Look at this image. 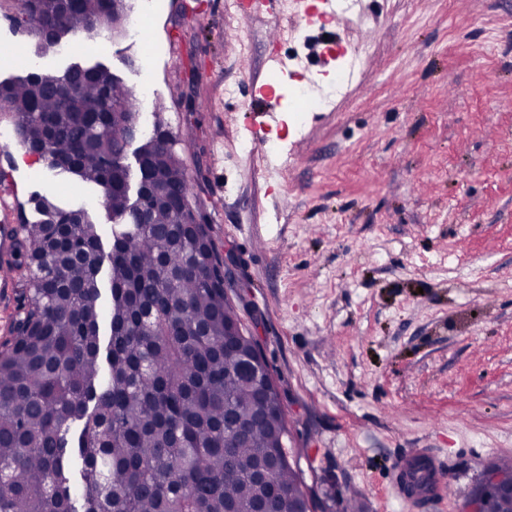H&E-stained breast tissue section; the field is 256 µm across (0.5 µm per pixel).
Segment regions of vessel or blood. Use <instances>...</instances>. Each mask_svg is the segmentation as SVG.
I'll use <instances>...</instances> for the list:
<instances>
[{"label": "vessel or blood", "mask_w": 512, "mask_h": 512, "mask_svg": "<svg viewBox=\"0 0 512 512\" xmlns=\"http://www.w3.org/2000/svg\"><path fill=\"white\" fill-rule=\"evenodd\" d=\"M10 186L0 187V291L9 290L11 281L7 277L4 257L13 255L16 233L17 208L10 203ZM395 489L401 499L417 504L425 499L445 500L447 487L441 477V469L429 451L416 448L399 461L395 468Z\"/></svg>", "instance_id": "vessel-or-blood-1"}]
</instances>
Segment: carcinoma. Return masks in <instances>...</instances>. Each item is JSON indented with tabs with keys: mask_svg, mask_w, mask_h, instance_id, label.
Listing matches in <instances>:
<instances>
[{
	"mask_svg": "<svg viewBox=\"0 0 512 512\" xmlns=\"http://www.w3.org/2000/svg\"><path fill=\"white\" fill-rule=\"evenodd\" d=\"M20 24L46 51L67 36L126 28L113 0H20ZM112 72L34 67L0 82L25 151L102 194L120 217L105 250L85 208L53 194L31 203L18 255L30 269L11 339L0 344V512H294L302 473L258 486L261 459L283 454L286 413L263 412V380L224 325V269L207 235L178 223L191 181L151 136L136 171L119 146L137 113ZM110 336L102 341V283Z\"/></svg>",
	"mask_w": 512,
	"mask_h": 512,
	"instance_id": "carcinoma-1",
	"label": "carcinoma"
}]
</instances>
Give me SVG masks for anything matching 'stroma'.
<instances>
[{
  "instance_id": "35a3bbf8",
  "label": "stroma",
  "mask_w": 512,
  "mask_h": 512,
  "mask_svg": "<svg viewBox=\"0 0 512 512\" xmlns=\"http://www.w3.org/2000/svg\"><path fill=\"white\" fill-rule=\"evenodd\" d=\"M141 40L109 48L78 35L37 51L0 0V81L27 64L62 73L102 63L140 99L139 126L164 122L183 144L217 251L240 259L233 297L277 383L288 448L315 499L355 494L364 512H463L483 467L512 456V0H360L307 23L283 7L248 17L224 0H141ZM312 26L314 54L272 73ZM335 33L364 47L361 68L325 110L296 88L334 86ZM197 61L195 82L186 79ZM281 97L262 148L248 131L254 84ZM209 110L190 112L185 92ZM19 220L52 192L85 206L97 192L57 176L20 146L0 153ZM436 453L447 503H404L393 468Z\"/></svg>"
}]
</instances>
